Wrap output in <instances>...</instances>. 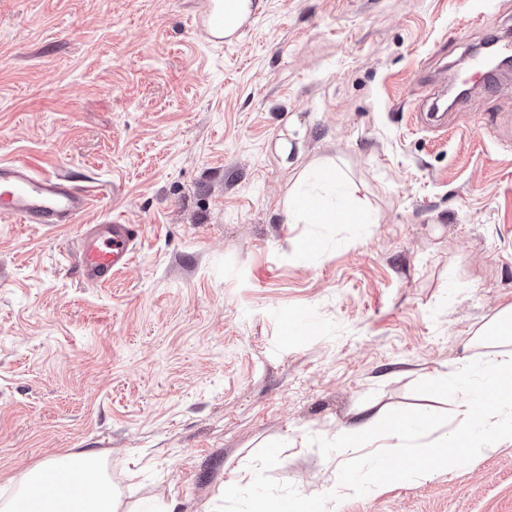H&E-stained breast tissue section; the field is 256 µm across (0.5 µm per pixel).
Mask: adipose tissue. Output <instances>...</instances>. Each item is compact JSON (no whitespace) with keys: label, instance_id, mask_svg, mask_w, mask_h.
Masks as SVG:
<instances>
[{"label":"adipose tissue","instance_id":"1","mask_svg":"<svg viewBox=\"0 0 512 512\" xmlns=\"http://www.w3.org/2000/svg\"><path fill=\"white\" fill-rule=\"evenodd\" d=\"M322 166L302 172L292 199L286 200L292 224H363V208L336 207L321 187ZM483 387H471L467 369H460L448 391L461 392L456 406L457 426L412 459L390 454L389 440L402 438L408 420L391 415L388 424L369 420L348 428L338 437L339 453L358 451L366 444H379L380 453L367 483L344 482L345 494L371 490L379 494L399 480L420 479L435 470L457 468L464 460L495 452L512 444V350L489 352L482 367ZM15 495L0 501V512H23L22 502L34 505L33 512H120L112 482L99 452L82 450L46 459L15 478Z\"/></svg>","mask_w":512,"mask_h":512}]
</instances>
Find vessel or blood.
Listing matches in <instances>:
<instances>
[{
    "label": "vessel or blood",
    "mask_w": 512,
    "mask_h": 512,
    "mask_svg": "<svg viewBox=\"0 0 512 512\" xmlns=\"http://www.w3.org/2000/svg\"><path fill=\"white\" fill-rule=\"evenodd\" d=\"M214 13L212 0H206L196 26L209 41L218 44L221 29L211 22ZM90 201V192L68 178L44 175L20 162L0 163V217L48 226L78 224L81 275L86 283L102 286L111 283L113 273L132 263L140 227L116 221L82 223Z\"/></svg>",
    "instance_id": "1"
}]
</instances>
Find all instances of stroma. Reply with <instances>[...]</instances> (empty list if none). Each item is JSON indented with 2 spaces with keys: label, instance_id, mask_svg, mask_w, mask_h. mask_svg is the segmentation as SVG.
Returning <instances> with one entry per match:
<instances>
[{
  "label": "stroma",
  "instance_id": "obj_1",
  "mask_svg": "<svg viewBox=\"0 0 512 512\" xmlns=\"http://www.w3.org/2000/svg\"><path fill=\"white\" fill-rule=\"evenodd\" d=\"M209 43L201 0H0V162L93 189L85 224L141 227L83 281L78 226L0 218V497L40 461L100 452L123 512H512V445L337 495L351 424L399 413L412 455L454 424L446 379L512 305V76L424 126L512 0H253ZM290 139L282 158L277 145ZM337 167L365 224H292L289 189Z\"/></svg>",
  "mask_w": 512,
  "mask_h": 512
}]
</instances>
